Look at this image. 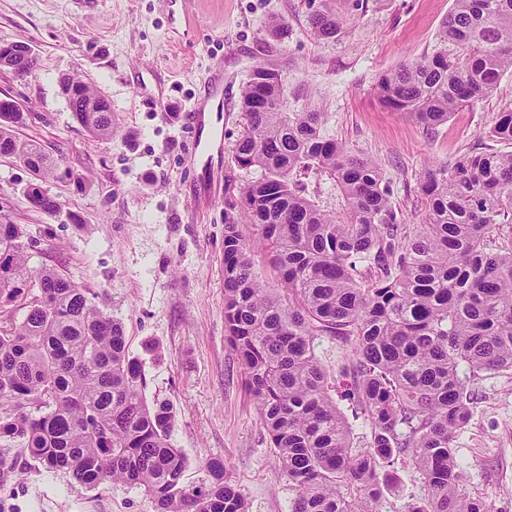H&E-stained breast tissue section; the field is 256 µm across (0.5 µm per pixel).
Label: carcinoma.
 I'll return each instance as SVG.
<instances>
[{
  "instance_id": "1",
  "label": "carcinoma",
  "mask_w": 512,
  "mask_h": 512,
  "mask_svg": "<svg viewBox=\"0 0 512 512\" xmlns=\"http://www.w3.org/2000/svg\"><path fill=\"white\" fill-rule=\"evenodd\" d=\"M340 25L332 12L313 16L320 38L335 37ZM442 38L454 55L423 56L375 85L388 108L428 128L512 70V0H453ZM60 86L90 136L111 139L109 100L73 77ZM240 108L234 159L259 176L228 203L237 215L224 213L225 339L295 492L290 512H376L399 465L412 467L424 489L407 512H490L461 484L454 439L470 420L472 398L458 368L512 369V251L486 244L489 227L512 215V152L428 171L420 183L425 222L410 236L380 167L324 138L320 113L288 111L275 70L253 68ZM22 120L12 102L0 101V156L33 174L27 199L53 214L60 204L42 182L80 177L39 142L18 139ZM491 134L512 141V112L501 113ZM312 168L341 190L343 215L305 195L300 177ZM241 221L256 229L250 242ZM35 244L23 225L0 223V308L29 298L22 321L0 328V439L88 488L141 489L155 512H250L222 460L206 464V481H185L187 457L170 442L174 408L147 402L122 324L57 269L33 272ZM259 251L282 294L257 280ZM324 336L350 349L349 400L370 425L361 447L316 356Z\"/></svg>"
}]
</instances>
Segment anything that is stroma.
<instances>
[{"instance_id": "stroma-1", "label": "stroma", "mask_w": 512, "mask_h": 512, "mask_svg": "<svg viewBox=\"0 0 512 512\" xmlns=\"http://www.w3.org/2000/svg\"><path fill=\"white\" fill-rule=\"evenodd\" d=\"M0 0V41L30 45L41 62L21 77L0 68V101L25 121L20 139L61 154L82 185L47 181L54 214L26 199L33 177L0 157V223L24 224L40 242L32 269L53 267L85 288L119 321L142 366L147 401L176 412L170 441L183 450L186 481L223 460L251 512H289L294 496L269 447L257 405L224 336V199L253 178L234 160L244 120L240 94L252 69L279 73L288 109L317 112L321 132L375 161L399 221H424L425 168L467 153H508L490 136L512 111V72L495 88L426 128L377 98L382 72L443 47L453 0ZM332 8L346 22L331 39L312 18ZM282 30L270 37L267 27ZM224 69V109L210 130L224 148L193 160L188 112L215 66ZM103 93L115 117L111 139L91 137L72 117L62 77ZM459 375L473 393L472 415L455 446L463 485L491 512H512V371ZM0 512H154L143 491L98 488L51 471L20 447L0 446Z\"/></svg>"}]
</instances>
